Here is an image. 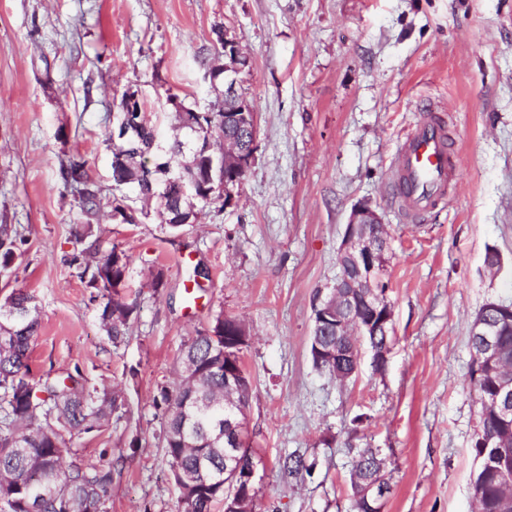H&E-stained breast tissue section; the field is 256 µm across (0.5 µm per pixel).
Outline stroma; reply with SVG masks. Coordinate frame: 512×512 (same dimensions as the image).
Segmentation results:
<instances>
[{"mask_svg": "<svg viewBox=\"0 0 512 512\" xmlns=\"http://www.w3.org/2000/svg\"><path fill=\"white\" fill-rule=\"evenodd\" d=\"M218 26L252 61L242 86L257 146L234 205L207 204L176 234L154 214L113 221L117 100L138 89L169 147L166 96L211 100L204 59ZM427 103L447 118L460 181L408 224L388 172ZM75 155L102 188L103 238L131 257L125 297L139 311L117 347L63 262L82 221L61 178ZM362 202L388 232L390 351L381 371L363 352L342 383L312 364L313 304L336 285ZM0 224L23 225L28 239L16 285L40 307L34 377L78 368L128 403L129 420L67 441L74 462H111L108 512H175L152 399L184 344L220 315L251 334L242 360L260 512H350L359 448L386 460L383 512H470L479 406L468 337L487 302L512 301V0H0ZM158 264L167 285L156 293L147 281ZM198 265L210 279L191 302L184 285ZM292 453L311 473L280 468Z\"/></svg>", "mask_w": 512, "mask_h": 512, "instance_id": "35a3bbf8", "label": "stroma"}]
</instances>
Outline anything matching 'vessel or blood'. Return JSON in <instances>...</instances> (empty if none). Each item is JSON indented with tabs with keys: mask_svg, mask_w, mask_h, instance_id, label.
I'll list each match as a JSON object with an SVG mask.
<instances>
[{
	"mask_svg": "<svg viewBox=\"0 0 512 512\" xmlns=\"http://www.w3.org/2000/svg\"><path fill=\"white\" fill-rule=\"evenodd\" d=\"M459 178L443 120L435 110L422 109L400 141L389 172L388 188L402 220L418 222Z\"/></svg>",
	"mask_w": 512,
	"mask_h": 512,
	"instance_id": "b4317fda",
	"label": "vessel or blood"
}]
</instances>
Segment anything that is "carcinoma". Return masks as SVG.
Wrapping results in <instances>:
<instances>
[{
  "label": "carcinoma",
  "instance_id": "1",
  "mask_svg": "<svg viewBox=\"0 0 512 512\" xmlns=\"http://www.w3.org/2000/svg\"><path fill=\"white\" fill-rule=\"evenodd\" d=\"M231 107L224 103V86L214 98V111L175 112L174 141L164 155H157L154 126L146 121L125 141H112V189L129 186L137 197L157 204L164 216L178 208L229 199L225 188L208 184L192 197L180 194L179 174L195 161L198 141L214 133L242 141L243 132L235 122L224 120ZM64 182L76 190L75 206L85 218L72 228L76 244L65 259L73 273L96 290L91 301L97 305L102 331L114 345H121L137 310L136 302L124 300L112 290L113 283L126 277L130 257L106 242L91 220L98 215L101 188L92 180L86 162L72 158L62 166ZM27 239L17 224H0V279L16 278V261ZM499 324L498 339L512 355V321L492 317ZM40 327L36 297L23 288H13L0 297V512H108L112 488V464H77L66 461L63 433L79 435L98 430L129 415L123 396L88 385L80 369L63 378L33 380L28 364L31 344ZM471 364L469 384L478 394L489 391L493 378L477 373L474 364L480 341L469 336ZM196 365L197 380L181 379L163 384L153 397L164 418L162 443L178 489L176 512H213L224 499V439L216 438L210 425L224 419V318L217 317L209 329L193 337L177 358ZM32 381L38 397L20 388ZM358 478L372 480L382 459L369 448L356 451ZM290 474L311 472L300 455L290 454L280 462ZM500 489L495 474L485 479L476 512H498Z\"/></svg>",
  "mask_w": 512,
  "mask_h": 512
}]
</instances>
